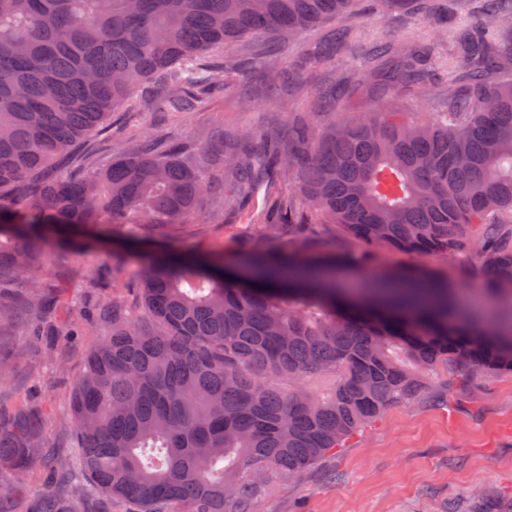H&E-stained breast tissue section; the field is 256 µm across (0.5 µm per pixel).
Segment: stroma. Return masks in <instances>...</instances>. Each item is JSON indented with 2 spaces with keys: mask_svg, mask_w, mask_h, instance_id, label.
I'll use <instances>...</instances> for the list:
<instances>
[{
  "mask_svg": "<svg viewBox=\"0 0 512 512\" xmlns=\"http://www.w3.org/2000/svg\"><path fill=\"white\" fill-rule=\"evenodd\" d=\"M439 6V0H418L416 7L382 20L375 16L372 0H359L349 24L368 44L386 36L423 42L430 31L428 12ZM353 67L351 56L339 53L335 62L312 70L301 95L275 103L258 97L247 108L231 84L209 93L202 108L188 114L136 112L123 105L106 121L97 141L117 148L151 131L182 142L200 160L215 122L259 129L276 111H314L318 90L330 75ZM287 193L284 186L261 187L236 211L181 226L176 232L180 251L194 255L204 247L223 252L225 272H240L245 250L262 238ZM155 247L147 238L131 243L105 233L91 245L74 240L53 248L37 279L44 289H64L65 299L46 314L44 324L54 328L65 323L75 330L60 337L55 347L31 336L25 309L0 315V351L18 353L9 375L0 379V410L33 406L47 419L45 462L28 471L29 488L50 486L48 460L71 455L73 388L90 348L111 329L110 317L101 310L117 298L130 314L140 315L139 257ZM377 261L384 270L431 267L447 274L449 284L465 298L482 293L485 286L484 274L467 254L429 260L382 250ZM440 381L441 389L387 409L310 471L273 485L254 503L253 512H478L486 505L512 512V372L464 380L451 370L441 372Z\"/></svg>",
  "mask_w": 512,
  "mask_h": 512,
  "instance_id": "35a3bbf8",
  "label": "stroma"
}]
</instances>
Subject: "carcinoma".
Returning a JSON list of instances; mask_svg holds the SVG:
<instances>
[{
  "label": "carcinoma",
  "mask_w": 512,
  "mask_h": 512,
  "mask_svg": "<svg viewBox=\"0 0 512 512\" xmlns=\"http://www.w3.org/2000/svg\"><path fill=\"white\" fill-rule=\"evenodd\" d=\"M357 0H0V279L34 282L63 228L146 233L166 248L138 271L145 321L112 303V333L89 351L71 401L74 453L54 461L58 486L26 494V512H252L277 474L298 476L388 408L432 389L453 367L512 370V0H483L477 21L445 27L405 51L355 55L354 83L376 97L336 119V86L319 111L275 113L274 128H213L207 159L224 170V211L251 190L289 183L288 222L247 252L251 271L224 275V253L178 257L176 229L202 216L208 186L183 146L151 135L109 156L83 155L142 87L145 112H188L228 70L257 63L268 88L306 82L276 56L232 53L242 39L282 38L354 14ZM352 40L341 27L312 52L329 63ZM441 106L421 99L431 61ZM160 82L158 99L148 85ZM306 208L360 245L345 258L304 237ZM421 257L471 251L508 315L448 304V278L400 274L390 300L336 293L315 273L349 261L365 285L376 251ZM35 408L0 414V512L25 494L45 446Z\"/></svg>",
  "instance_id": "cac0c4a2"
}]
</instances>
